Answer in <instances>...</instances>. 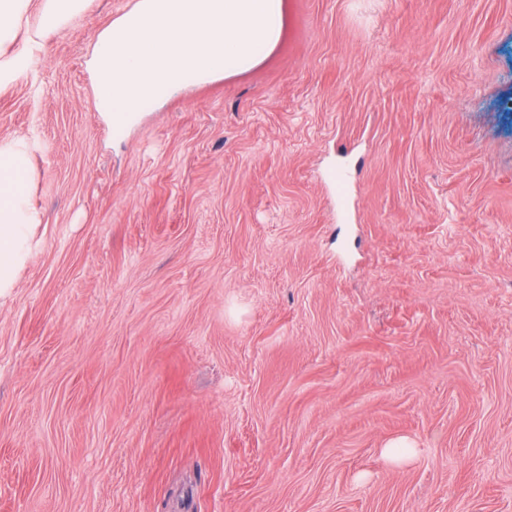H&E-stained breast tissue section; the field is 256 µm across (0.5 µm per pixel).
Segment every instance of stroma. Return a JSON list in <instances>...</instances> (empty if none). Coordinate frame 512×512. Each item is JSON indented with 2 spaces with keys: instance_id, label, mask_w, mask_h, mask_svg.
Here are the masks:
<instances>
[{
  "instance_id": "stroma-1",
  "label": "stroma",
  "mask_w": 512,
  "mask_h": 512,
  "mask_svg": "<svg viewBox=\"0 0 512 512\" xmlns=\"http://www.w3.org/2000/svg\"><path fill=\"white\" fill-rule=\"evenodd\" d=\"M137 2L34 44L31 0L0 87L44 213L0 512H512V0H287L116 140L86 61Z\"/></svg>"
}]
</instances>
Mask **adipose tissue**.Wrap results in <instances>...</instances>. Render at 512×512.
Instances as JSON below:
<instances>
[{"label": "adipose tissue", "instance_id": "adipose-tissue-1", "mask_svg": "<svg viewBox=\"0 0 512 512\" xmlns=\"http://www.w3.org/2000/svg\"><path fill=\"white\" fill-rule=\"evenodd\" d=\"M88 0H41L37 38L66 27ZM29 0H0V85L18 66L17 56L2 54L14 43ZM33 146L23 136L0 142V298L15 288L20 272L40 245L37 230L43 214L36 207L30 186L35 177Z\"/></svg>", "mask_w": 512, "mask_h": 512}]
</instances>
